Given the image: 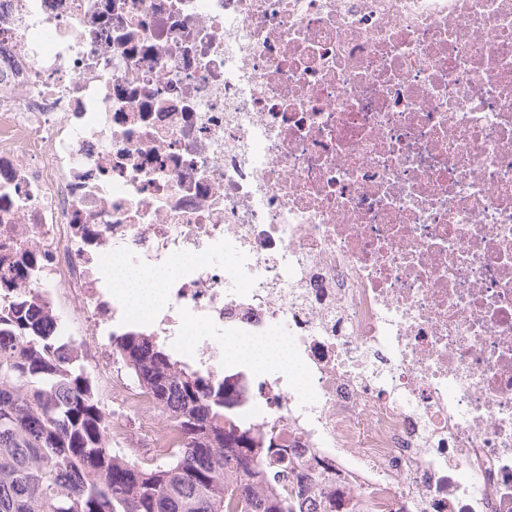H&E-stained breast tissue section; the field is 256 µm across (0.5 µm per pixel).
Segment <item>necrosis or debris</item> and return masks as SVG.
Masks as SVG:
<instances>
[{
    "mask_svg": "<svg viewBox=\"0 0 512 512\" xmlns=\"http://www.w3.org/2000/svg\"><path fill=\"white\" fill-rule=\"evenodd\" d=\"M1 295L103 361L286 345L233 378L332 512H512V0H0ZM123 299L132 307L146 308L153 306L162 296L161 285L165 272L159 271L143 274L124 269L118 263L109 270ZM238 352L255 367H263L274 360L288 361V348L275 340L262 343L243 342L239 345Z\"/></svg>",
    "mask_w": 512,
    "mask_h": 512,
    "instance_id": "necrosis-or-debris-1",
    "label": "necrosis or debris"
}]
</instances>
